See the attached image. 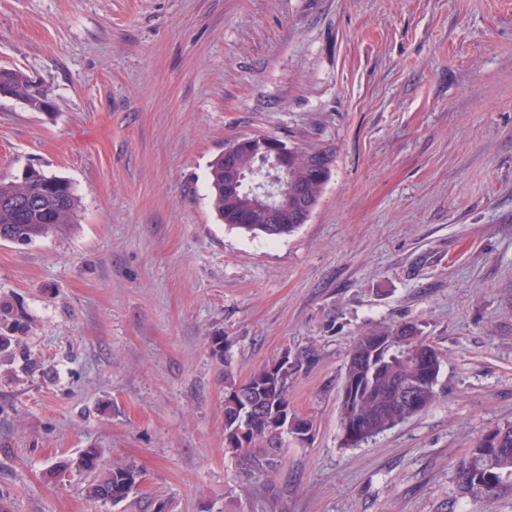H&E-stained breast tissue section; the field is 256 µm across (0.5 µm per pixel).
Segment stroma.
Listing matches in <instances>:
<instances>
[{
	"label": "stroma",
	"mask_w": 512,
	"mask_h": 512,
	"mask_svg": "<svg viewBox=\"0 0 512 512\" xmlns=\"http://www.w3.org/2000/svg\"><path fill=\"white\" fill-rule=\"evenodd\" d=\"M1 68L51 106L0 98V177L80 208L0 240V512H512L460 482L512 425V0H0ZM255 133L332 156L277 240L209 201ZM394 322L441 352L437 402L345 446L347 353ZM284 356L313 431L265 481L224 449L221 371ZM87 448L136 463L126 500L85 497Z\"/></svg>",
	"instance_id": "1"
}]
</instances>
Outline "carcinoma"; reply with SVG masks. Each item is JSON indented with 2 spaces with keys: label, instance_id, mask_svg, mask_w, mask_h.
I'll return each instance as SVG.
<instances>
[{
  "label": "carcinoma",
  "instance_id": "1",
  "mask_svg": "<svg viewBox=\"0 0 512 512\" xmlns=\"http://www.w3.org/2000/svg\"><path fill=\"white\" fill-rule=\"evenodd\" d=\"M0 85L10 98L30 109L49 104L48 92L18 70L0 71ZM320 153L289 150L288 193L296 199L320 200L327 180L317 174ZM249 193L224 192V155L210 165V201L220 220L235 223V228L269 238H281L295 232L297 224H265L260 215L245 209ZM79 207V197L65 178L42 168L30 167L24 176L0 179V238L30 242L60 224H70ZM426 343L417 327L403 323L378 325L359 336L349 349L343 377V389L354 392L353 402L339 406L341 431L370 426L372 435L343 439L347 446H358L417 413L394 399L405 379L414 375L418 348ZM440 352H435L430 375L420 386L424 410L437 401L436 383L441 369ZM297 367H288L282 375L269 372V366L238 379L224 366V437L225 451L233 455L241 468L257 477H271L282 467L291 432L274 434L270 419L289 407V388ZM497 445L486 448L485 438L473 446L468 462L460 472L464 493L491 495L512 478V426L491 431ZM90 480L84 487L87 497L104 502H120L139 485L141 474L129 463L107 465L96 448H87L68 463Z\"/></svg>",
  "mask_w": 512,
  "mask_h": 512
}]
</instances>
